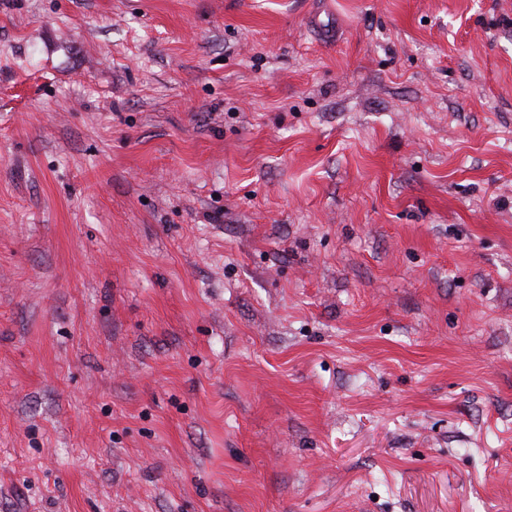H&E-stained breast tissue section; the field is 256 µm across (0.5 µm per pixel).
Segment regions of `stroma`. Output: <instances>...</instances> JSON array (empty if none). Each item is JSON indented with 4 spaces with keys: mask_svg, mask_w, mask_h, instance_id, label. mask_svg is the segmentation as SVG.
Listing matches in <instances>:
<instances>
[{
    "mask_svg": "<svg viewBox=\"0 0 512 512\" xmlns=\"http://www.w3.org/2000/svg\"><path fill=\"white\" fill-rule=\"evenodd\" d=\"M0 512H512V0H0Z\"/></svg>",
    "mask_w": 512,
    "mask_h": 512,
    "instance_id": "35a3bbf8",
    "label": "stroma"
}]
</instances>
